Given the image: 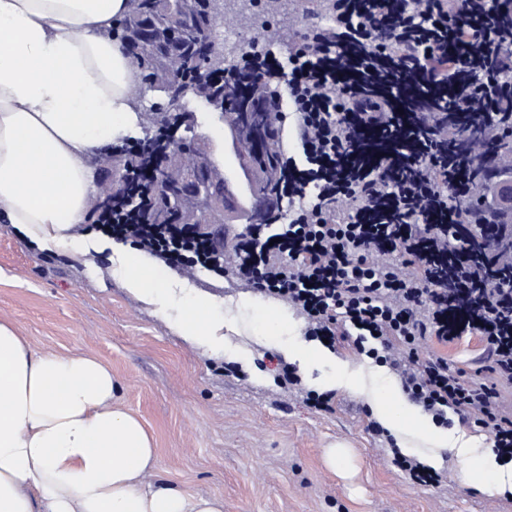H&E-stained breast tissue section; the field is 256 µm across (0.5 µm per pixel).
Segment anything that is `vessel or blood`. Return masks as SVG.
Returning <instances> with one entry per match:
<instances>
[{"instance_id": "obj_1", "label": "vessel or blood", "mask_w": 512, "mask_h": 512, "mask_svg": "<svg viewBox=\"0 0 512 512\" xmlns=\"http://www.w3.org/2000/svg\"><path fill=\"white\" fill-rule=\"evenodd\" d=\"M245 129L234 118L224 119V146L231 155L224 160V221L228 227L255 223L259 214L270 212L274 194L265 189L266 175L239 152Z\"/></svg>"}]
</instances>
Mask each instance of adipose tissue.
<instances>
[{"label": "adipose tissue", "instance_id": "1", "mask_svg": "<svg viewBox=\"0 0 512 512\" xmlns=\"http://www.w3.org/2000/svg\"><path fill=\"white\" fill-rule=\"evenodd\" d=\"M128 0H0V222L76 253L90 219L96 159L135 122L136 66L113 27ZM123 286L148 300L169 279L113 245ZM120 385L87 356L31 347L0 323V512H224L217 495L144 483L152 436L115 408Z\"/></svg>", "mask_w": 512, "mask_h": 512}]
</instances>
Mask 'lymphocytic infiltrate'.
<instances>
[{
    "instance_id": "1",
    "label": "lymphocytic infiltrate",
    "mask_w": 512,
    "mask_h": 512,
    "mask_svg": "<svg viewBox=\"0 0 512 512\" xmlns=\"http://www.w3.org/2000/svg\"><path fill=\"white\" fill-rule=\"evenodd\" d=\"M354 28L315 33L292 50V91L301 108L296 135L305 163L283 165L278 175L292 199L314 195L287 243L239 230L224 240V253L241 280L298 310L309 335L335 341L357 335L379 341L382 361L413 402L441 421L455 412L490 436L496 458L512 457V418L493 388L454 377L440 358L419 360L416 347L477 334L487 344L490 370L512 382V251L503 252L495 230L506 220L488 208L489 192L475 186V206L455 211L446 199L469 166L512 171V152H494L505 131L496 112L472 113L482 91L470 77L493 66L512 73V52L492 57L471 52L484 32L472 18L512 22L505 0H405L402 15L385 0H371ZM445 24L451 51H434L416 19ZM397 28L395 52L419 56L421 70L394 81L385 62L368 61L370 36ZM366 78L406 94L422 83L447 84L449 106L418 113L376 112L370 100L349 99L346 89ZM143 204L120 199L101 231L194 275L201 267L223 274L208 247L184 235L180 224H144ZM473 240L482 264L452 259L449 244Z\"/></svg>"
}]
</instances>
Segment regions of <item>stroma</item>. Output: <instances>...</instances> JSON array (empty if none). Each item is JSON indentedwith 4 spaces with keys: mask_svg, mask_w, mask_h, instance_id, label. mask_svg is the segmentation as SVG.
<instances>
[{
    "mask_svg": "<svg viewBox=\"0 0 512 512\" xmlns=\"http://www.w3.org/2000/svg\"><path fill=\"white\" fill-rule=\"evenodd\" d=\"M185 109L210 158L223 161L217 114L194 101ZM166 272L176 287L152 303L124 288L111 252L42 250L0 223V322L39 350L111 368L121 407L155 441L157 466L145 482L222 495L224 512H512V492L490 489L502 465L486 459L491 442L474 421L452 414L398 442L378 431L379 415L421 408L349 338L299 370L305 393L289 397L280 363L307 338L303 316L286 310L287 333L270 336L263 318L284 310L279 300L231 274ZM199 299L210 303L217 348L186 341L173 327ZM485 348L476 335L445 343L431 336L418 356L444 358L464 380L495 387L512 414V384L488 371ZM335 448L345 456L332 459ZM398 455L436 457L448 483L415 484Z\"/></svg>",
    "mask_w": 512,
    "mask_h": 512,
    "instance_id": "1",
    "label": "stroma"
}]
</instances>
